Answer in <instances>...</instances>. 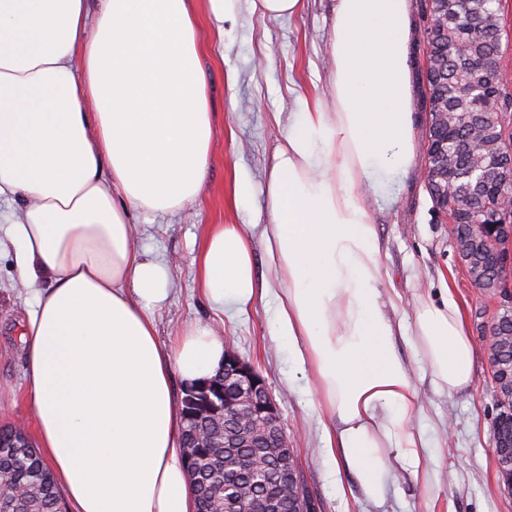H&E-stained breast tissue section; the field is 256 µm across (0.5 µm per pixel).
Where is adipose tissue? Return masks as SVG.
Here are the masks:
<instances>
[{"mask_svg": "<svg viewBox=\"0 0 512 512\" xmlns=\"http://www.w3.org/2000/svg\"><path fill=\"white\" fill-rule=\"evenodd\" d=\"M241 0H0V199L23 281L46 280L26 324L36 444L75 512H193L172 374L195 383L224 360L207 324L161 345L149 311L166 264L132 243L131 210L199 195L213 128L200 17ZM409 0H336L333 105L291 113L273 156L258 277L247 224H216L199 286L219 306L275 303L291 359L331 420L324 457L379 500L397 457L422 488L434 458L421 392L396 348L411 335L435 391L473 382L476 347L452 293L390 315L373 208L415 157Z\"/></svg>", "mask_w": 512, "mask_h": 512, "instance_id": "ef3b65f1", "label": "adipose tissue"}]
</instances>
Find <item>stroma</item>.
Listing matches in <instances>:
<instances>
[{
    "label": "stroma",
    "mask_w": 512,
    "mask_h": 512,
    "mask_svg": "<svg viewBox=\"0 0 512 512\" xmlns=\"http://www.w3.org/2000/svg\"><path fill=\"white\" fill-rule=\"evenodd\" d=\"M335 4L303 0L293 18L268 20L252 14L247 0H241L234 19L224 23L223 40L206 44L201 67L217 150L201 192L180 211L132 214L137 248L170 264L168 295L152 310L157 338L168 346L192 325L210 323L261 370L318 512H512V496L499 487L493 427L500 409L483 340L484 326L499 310L456 260L449 228L437 217L425 188L423 155L395 177L391 199L375 204L374 219L382 241V286L396 290L397 316L412 320L415 291L437 300L443 288H451L476 344L474 381L451 396L433 389L429 370L409 339L398 341L399 355L424 395L423 422L436 471L430 490H422L388 448L381 454L392 475L382 500L365 499L348 472L333 482L331 464L322 454L325 419L312 388L291 362L287 342L276 334L271 303L258 297L245 310L219 311L199 290L195 259L206 226L264 223L266 171L289 113L332 103L328 36ZM238 178L253 187L242 207L233 200ZM19 211V204L0 201V426L21 427L31 437L36 421L23 332L37 290L22 283L16 246L6 232Z\"/></svg>",
    "instance_id": "stroma-1"
}]
</instances>
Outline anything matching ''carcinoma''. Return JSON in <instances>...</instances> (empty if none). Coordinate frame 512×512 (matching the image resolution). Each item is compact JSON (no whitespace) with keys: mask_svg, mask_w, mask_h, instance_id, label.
Wrapping results in <instances>:
<instances>
[{"mask_svg":"<svg viewBox=\"0 0 512 512\" xmlns=\"http://www.w3.org/2000/svg\"><path fill=\"white\" fill-rule=\"evenodd\" d=\"M502 0H432V24L424 30L427 67L421 106L431 116L448 114V124L436 131L448 136L443 153H428L431 171L446 166L465 175L485 155L498 150L512 165V150L497 141L505 131L504 117L511 113L509 79L501 65L504 54L500 26ZM512 194V184L500 185L466 179L459 196L433 201L448 208L458 235L478 230L483 208H499ZM18 433L0 426V512H67L56 482H45V464L32 444L15 449ZM194 463L207 476L204 486H192L195 512H224V455L246 454L247 448H193Z\"/></svg>","mask_w":512,"mask_h":512,"instance_id":"cac0c4a2","label":"carcinoma"}]
</instances>
